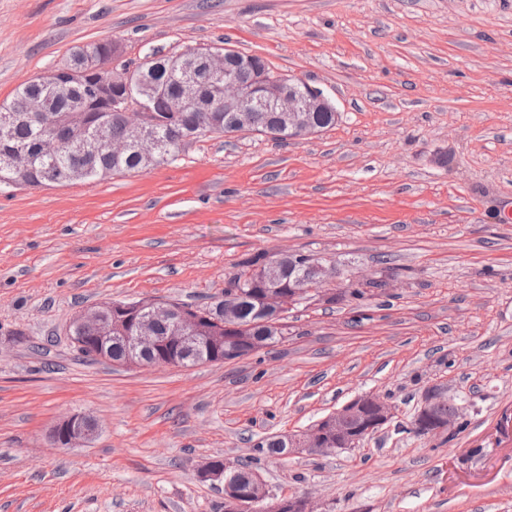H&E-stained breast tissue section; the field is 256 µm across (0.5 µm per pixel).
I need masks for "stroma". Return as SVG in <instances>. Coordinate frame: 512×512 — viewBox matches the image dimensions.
I'll return each instance as SVG.
<instances>
[{"label": "stroma", "instance_id": "stroma-1", "mask_svg": "<svg viewBox=\"0 0 512 512\" xmlns=\"http://www.w3.org/2000/svg\"><path fill=\"white\" fill-rule=\"evenodd\" d=\"M223 45L323 90L335 125L191 141L138 174L0 187V512H224L201 481L249 463L319 512H512V0H0V105L71 53ZM340 260L341 300L239 360L85 361L77 312L202 305L256 253ZM442 382L464 429L411 433ZM367 392L395 408L360 447L265 457ZM90 415L76 448L53 427ZM97 429L98 425L91 417L74 414L54 427L51 438L55 444L71 448L90 440Z\"/></svg>", "mask_w": 512, "mask_h": 512}]
</instances>
